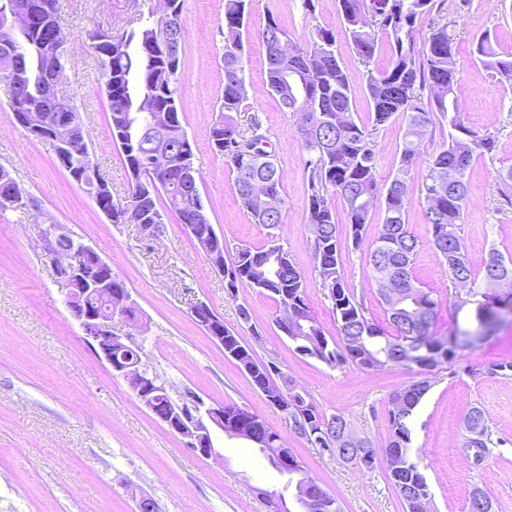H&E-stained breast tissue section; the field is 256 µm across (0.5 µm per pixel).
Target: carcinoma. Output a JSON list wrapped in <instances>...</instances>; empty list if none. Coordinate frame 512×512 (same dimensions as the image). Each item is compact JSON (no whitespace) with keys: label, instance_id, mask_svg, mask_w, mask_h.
I'll return each mask as SVG.
<instances>
[{"label":"carcinoma","instance_id":"carcinoma-1","mask_svg":"<svg viewBox=\"0 0 512 512\" xmlns=\"http://www.w3.org/2000/svg\"><path fill=\"white\" fill-rule=\"evenodd\" d=\"M35 5L32 21L21 31H0V80L12 74L21 76L19 91L36 102L45 79L64 67V59L55 52V37L61 28L59 0H31ZM253 0H224V93L220 98V118L210 128L214 152L224 156L235 172L234 188L243 206L256 224L274 228L281 224L286 201L280 191V175L270 152L264 149L263 136L240 129L234 114L241 111L247 96L244 65V41L247 39V18ZM342 27L338 32L321 30L312 46L294 47L288 59L273 53V43L288 37V32L272 15L267 17L261 32L266 55V82L286 112L297 118L301 145L309 156L307 163L308 224H320L323 231L313 237L314 271L328 290V298L336 313L338 335L328 336L310 316L305 303V275L290 258L288 250L277 240L257 249L240 248L231 263L224 260V248L208 257L217 270L231 274L224 278L228 292L237 291L247 282L273 298L281 308L293 310L299 319V332L291 335L295 349L333 368L355 366L372 369L376 360L387 366L417 369L420 379L412 382L398 395L406 406L389 411V434L384 451L396 454L401 470L389 474V480L403 500L406 512H428L429 485L421 462L412 454L413 413L430 389L425 360L428 351L444 345L445 340L433 335L437 302L415 284L411 257L416 240L408 231L405 201L407 182L395 178L380 189L373 178L376 145L365 125L352 115V89L347 71L336 56L337 37L342 36L354 47L366 68L365 91L371 103L374 124L383 125L394 115L406 118L401 149V171L406 173L420 154L427 129L440 120L451 129L448 147L431 156L420 186L424 201L423 218L429 227L433 246L447 266L453 284L469 282L473 270L461 237V224L468 202L467 173L474 155L490 154L495 140L479 135L460 118V103L455 90L453 35L448 25L433 28L425 42L416 37L418 26L435 9V0H338ZM168 22L162 17L112 38L108 55H98L101 62L103 90L112 122L114 140L124 139L126 165L134 163L127 154L137 150L148 152L153 134L148 132L145 115L139 112L143 78L152 79L158 104L175 114V124L167 135L173 146L181 145L184 130L177 74L181 57L173 58L162 50L149 47ZM386 42L392 60L390 68L376 72L370 68L379 43ZM475 53L482 66L503 86H512V53H500L486 35L476 43ZM294 76L284 83L282 73ZM250 148L254 158L241 159L237 149ZM85 140L81 121L69 131L66 162L75 174L77 184L89 181L86 174ZM194 154H188L184 171L161 168L145 161L137 163L126 197L112 201V223L153 224L163 217L159 198L181 223H189L194 198L200 195L196 180ZM342 199L350 224L352 245L364 242L366 224L375 201L382 203L383 224L372 242L369 264L384 294L383 280L395 279V287L414 292L411 300L398 311L387 309L392 330L388 331L366 317L364 302L344 282L338 263V237L335 214L329 196ZM512 284V256L491 249L483 264L484 275L491 269ZM502 298L483 294L476 301L470 324L460 328L456 337L459 348L467 347L469 336H488L496 325L494 312ZM224 355L234 356L250 378L254 389L280 411H288V425L315 448H323L317 439L333 427L339 414H326L308 395L290 383L288 375L274 363L255 360L253 352L232 331L224 330ZM250 431L252 443L282 473L287 466L280 453L293 456L282 444L281 435L263 418L237 404L224 405V432L235 436L239 428ZM476 457L482 459L497 444L488 427L475 439Z\"/></svg>","mask_w":512,"mask_h":512}]
</instances>
